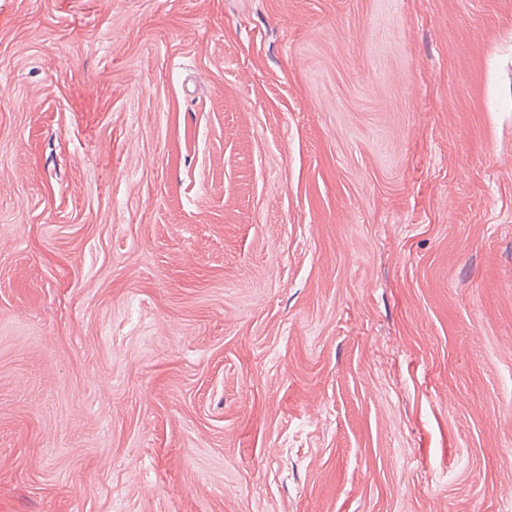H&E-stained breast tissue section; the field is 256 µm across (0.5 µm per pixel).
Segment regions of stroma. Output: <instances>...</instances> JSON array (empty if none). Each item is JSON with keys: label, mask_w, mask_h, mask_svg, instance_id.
I'll return each mask as SVG.
<instances>
[{"label": "stroma", "mask_w": 512, "mask_h": 512, "mask_svg": "<svg viewBox=\"0 0 512 512\" xmlns=\"http://www.w3.org/2000/svg\"><path fill=\"white\" fill-rule=\"evenodd\" d=\"M512 0H0V512H512Z\"/></svg>", "instance_id": "stroma-1"}]
</instances>
